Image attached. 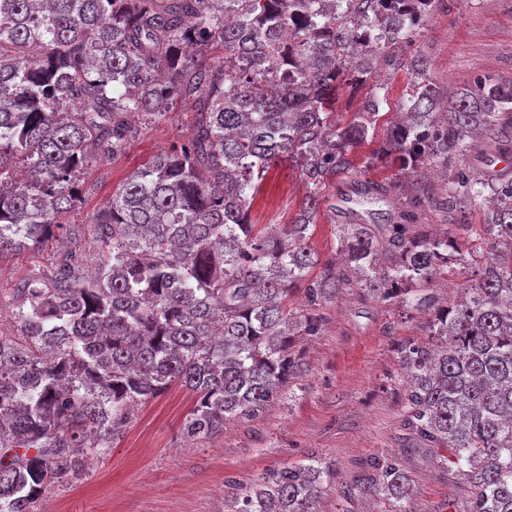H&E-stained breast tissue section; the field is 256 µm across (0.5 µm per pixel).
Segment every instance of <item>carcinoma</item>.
I'll list each match as a JSON object with an SVG mask.
<instances>
[{
	"instance_id": "1",
	"label": "carcinoma",
	"mask_w": 512,
	"mask_h": 512,
	"mask_svg": "<svg viewBox=\"0 0 512 512\" xmlns=\"http://www.w3.org/2000/svg\"><path fill=\"white\" fill-rule=\"evenodd\" d=\"M379 0H0V262L44 251L81 201L90 156L122 154L128 116L160 120L181 103L191 137L158 152L112 192L84 231L44 267L0 293L18 333L0 330V512H33L51 485L83 476L112 448L135 407L174 385L195 395L181 431L224 432L287 396L306 371L299 341L327 323L345 288L428 317L427 338L400 342L412 445L444 448L466 479L464 512H512V166L461 167L444 193L421 169L468 156L474 139L512 137V82L486 77L446 98L419 58L396 54L419 24L379 15ZM416 75L385 151L414 174L407 209L378 240L341 224L342 263L321 261L309 229L322 187L351 166L388 90L374 88L344 126L336 83L375 66ZM313 187L295 222L256 229L250 200L280 157ZM393 186L368 181L357 204ZM487 205L485 223L466 211ZM485 246L481 272L455 303L434 282L470 265L456 242L412 221L422 211ZM303 296L287 310L288 297ZM22 448L31 455L5 454ZM336 480L326 459L285 465L243 484L224 480L226 512H318ZM358 487L411 512L414 480L396 456L363 466Z\"/></svg>"
}]
</instances>
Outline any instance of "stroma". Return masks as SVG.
<instances>
[{
    "mask_svg": "<svg viewBox=\"0 0 512 512\" xmlns=\"http://www.w3.org/2000/svg\"><path fill=\"white\" fill-rule=\"evenodd\" d=\"M399 55L423 56L427 78L443 88H463L488 75L512 82V0H443ZM374 79L387 84L390 100L380 110L374 133L354 150L351 173L320 192L310 243L324 257L336 252L339 225L366 224L380 231L382 222L374 211H396L403 200L396 191L371 209L347 199L354 181L399 180L382 148L388 123L414 76L406 68L385 67ZM193 117L190 109L177 105L159 122L133 119L126 150L86 166L81 203L66 215V223H91L114 188L159 150L185 140ZM309 192L296 165L271 168L251 206L252 222L292 223ZM327 313L324 332L300 344L307 370L293 380L292 400L189 444L182 439L181 424L194 398L172 387L139 406L108 453L89 459L85 475L72 486L44 494L35 512H224L225 477L248 483L269 469L311 457L335 460L339 470L320 499L319 512H383L384 503L353 483L362 463L382 455L403 456L414 479L413 512H461L468 494L464 479L438 466L436 449L406 453L409 436L400 424L406 392L394 346L425 339L426 318L418 313L403 318L399 308L357 288L345 289L328 304Z\"/></svg>",
    "mask_w": 512,
    "mask_h": 512,
    "instance_id": "35a3bbf8",
    "label": "stroma"
}]
</instances>
